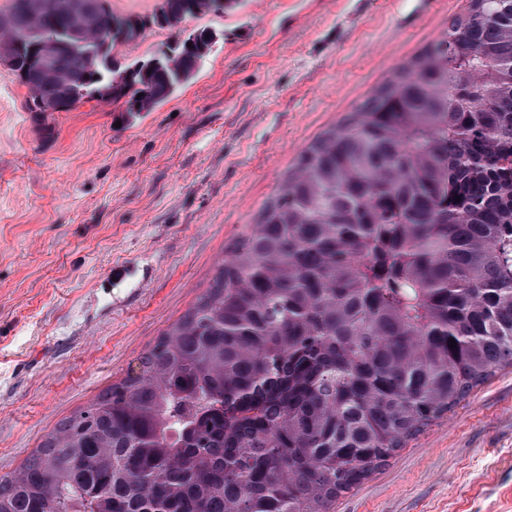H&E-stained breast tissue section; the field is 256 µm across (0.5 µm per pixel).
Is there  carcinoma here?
I'll return each instance as SVG.
<instances>
[{
	"label": "carcinoma",
	"instance_id": "obj_1",
	"mask_svg": "<svg viewBox=\"0 0 512 512\" xmlns=\"http://www.w3.org/2000/svg\"><path fill=\"white\" fill-rule=\"evenodd\" d=\"M0 12L35 110L167 102L236 0ZM168 50L112 54L148 27ZM67 41L47 59L39 46ZM460 200H455V197ZM456 347H450L449 339ZM512 367V0H469L297 157L207 292L13 477L0 512H329L406 442ZM157 0H109L112 13L120 16L135 14L150 15L156 7Z\"/></svg>",
	"mask_w": 512,
	"mask_h": 512
}]
</instances>
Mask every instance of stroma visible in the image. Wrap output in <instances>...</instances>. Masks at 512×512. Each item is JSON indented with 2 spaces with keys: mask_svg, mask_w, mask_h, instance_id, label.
Returning <instances> with one entry per match:
<instances>
[{
  "mask_svg": "<svg viewBox=\"0 0 512 512\" xmlns=\"http://www.w3.org/2000/svg\"><path fill=\"white\" fill-rule=\"evenodd\" d=\"M468 0H240L170 101L32 112L0 73V476L119 383L209 287L299 153ZM153 26L114 53L170 44ZM335 512H512V367L337 499Z\"/></svg>",
  "mask_w": 512,
  "mask_h": 512,
  "instance_id": "1",
  "label": "stroma"
}]
</instances>
